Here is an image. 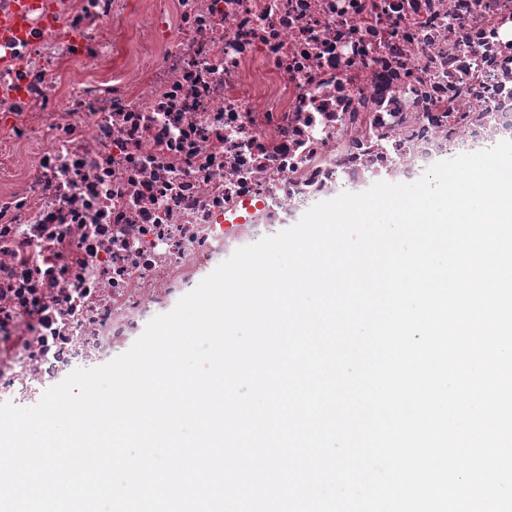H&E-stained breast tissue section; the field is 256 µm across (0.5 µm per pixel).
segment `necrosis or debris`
Segmentation results:
<instances>
[{
  "label": "necrosis or debris",
  "mask_w": 512,
  "mask_h": 512,
  "mask_svg": "<svg viewBox=\"0 0 512 512\" xmlns=\"http://www.w3.org/2000/svg\"><path fill=\"white\" fill-rule=\"evenodd\" d=\"M16 16L0 403L124 354L317 203L512 139V0H0Z\"/></svg>",
  "instance_id": "4bbe7bcc"
}]
</instances>
